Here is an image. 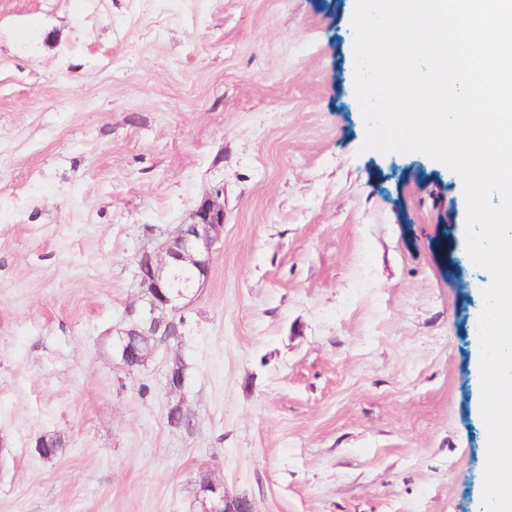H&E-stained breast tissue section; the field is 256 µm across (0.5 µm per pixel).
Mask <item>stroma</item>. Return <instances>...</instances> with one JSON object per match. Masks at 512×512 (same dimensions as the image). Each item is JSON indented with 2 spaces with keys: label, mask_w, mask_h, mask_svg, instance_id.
<instances>
[{
  "label": "stroma",
  "mask_w": 512,
  "mask_h": 512,
  "mask_svg": "<svg viewBox=\"0 0 512 512\" xmlns=\"http://www.w3.org/2000/svg\"><path fill=\"white\" fill-rule=\"evenodd\" d=\"M351 2L0 0V512H203L202 471L257 512H478L487 272L457 174L363 150ZM214 194L184 334L127 370L135 257Z\"/></svg>",
  "instance_id": "stroma-1"
}]
</instances>
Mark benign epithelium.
Instances as JSON below:
<instances>
[{"label":"benign epithelium","mask_w":512,"mask_h":512,"mask_svg":"<svg viewBox=\"0 0 512 512\" xmlns=\"http://www.w3.org/2000/svg\"><path fill=\"white\" fill-rule=\"evenodd\" d=\"M224 231V204L207 196L192 214V222L178 225L176 231L157 250H143L136 257L135 274L145 288L149 318L117 332L113 348L129 370L148 362L157 348L139 352L130 346V336H182L183 320L176 316V301L184 290L208 278L214 243ZM167 420L171 427L190 430L193 421L182 401H170ZM206 512H255L246 497H229L224 485L208 479L200 489Z\"/></svg>","instance_id":"obj_1"}]
</instances>
